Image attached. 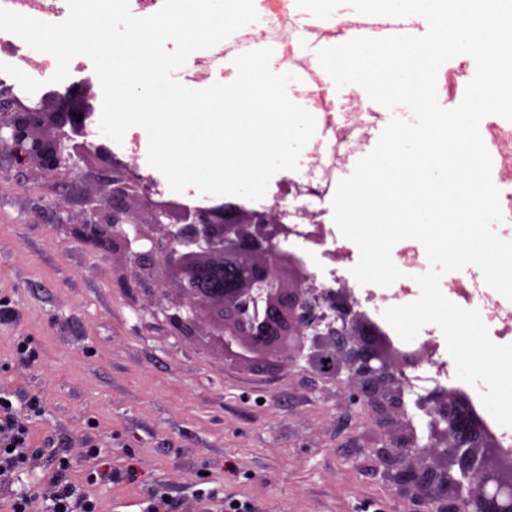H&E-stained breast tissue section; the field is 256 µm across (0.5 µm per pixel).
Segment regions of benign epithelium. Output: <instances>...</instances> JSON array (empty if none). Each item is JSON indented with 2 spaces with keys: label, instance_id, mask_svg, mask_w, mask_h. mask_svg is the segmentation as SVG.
<instances>
[{
  "label": "benign epithelium",
  "instance_id": "obj_1",
  "mask_svg": "<svg viewBox=\"0 0 512 512\" xmlns=\"http://www.w3.org/2000/svg\"><path fill=\"white\" fill-rule=\"evenodd\" d=\"M91 85L49 91L30 105L0 80V151L58 186L76 169L92 190L79 198L70 234L92 249H119L123 288H140L160 271L169 286L161 304L173 336H199L240 365L242 345L260 361L300 358L314 369L329 359L346 405H368L376 421L404 416V376L427 351L399 350L376 336L351 289L324 288L285 247L288 227L272 208L233 203L191 207L153 197L152 185L103 144L87 140L94 112ZM237 273L230 284L204 288L205 276ZM333 320L322 324L324 312ZM430 417L421 446L407 426L375 449L384 477L404 490L411 512H512V458L470 421L444 388L420 399Z\"/></svg>",
  "mask_w": 512,
  "mask_h": 512
}]
</instances>
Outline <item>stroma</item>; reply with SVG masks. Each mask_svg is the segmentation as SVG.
<instances>
[{
    "mask_svg": "<svg viewBox=\"0 0 512 512\" xmlns=\"http://www.w3.org/2000/svg\"><path fill=\"white\" fill-rule=\"evenodd\" d=\"M86 189L76 172L54 192L0 154V397L32 446L0 483V512L17 494L45 512L61 457L96 512H408L373 462L381 429L305 360L227 366L170 335L163 279L118 287L112 258L65 226ZM21 340L35 362L17 358Z\"/></svg>",
    "mask_w": 512,
    "mask_h": 512,
    "instance_id": "stroma-1",
    "label": "stroma"
}]
</instances>
